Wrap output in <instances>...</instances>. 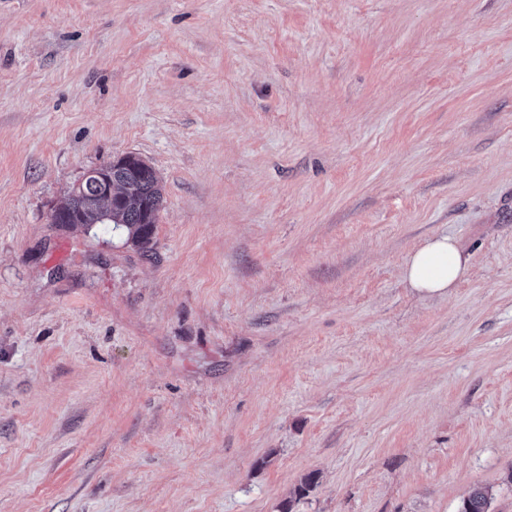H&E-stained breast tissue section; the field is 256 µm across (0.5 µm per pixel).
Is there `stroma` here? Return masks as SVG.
I'll use <instances>...</instances> for the list:
<instances>
[{"instance_id":"35a3bbf8","label":"stroma","mask_w":512,"mask_h":512,"mask_svg":"<svg viewBox=\"0 0 512 512\" xmlns=\"http://www.w3.org/2000/svg\"><path fill=\"white\" fill-rule=\"evenodd\" d=\"M128 153L150 252L51 223ZM481 487L512 512V0H0V512ZM469 257L460 243L448 234L427 239L407 257L403 277L424 297L448 296L467 272Z\"/></svg>"}]
</instances>
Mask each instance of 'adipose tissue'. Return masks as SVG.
<instances>
[{"mask_svg":"<svg viewBox=\"0 0 512 512\" xmlns=\"http://www.w3.org/2000/svg\"><path fill=\"white\" fill-rule=\"evenodd\" d=\"M469 258L452 236L439 234L427 239L407 257L403 277L420 295L446 296L467 272Z\"/></svg>","mask_w":512,"mask_h":512,"instance_id":"1","label":"adipose tissue"}]
</instances>
